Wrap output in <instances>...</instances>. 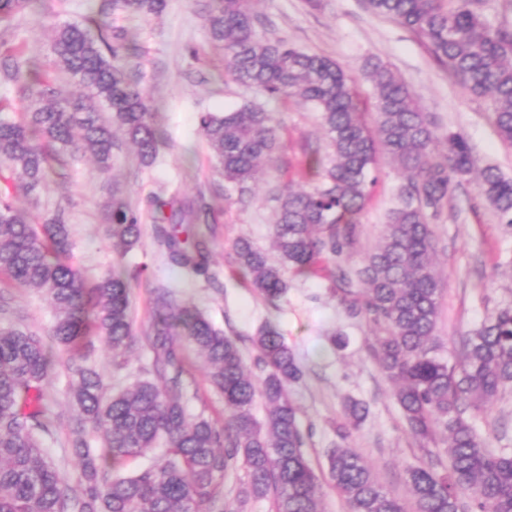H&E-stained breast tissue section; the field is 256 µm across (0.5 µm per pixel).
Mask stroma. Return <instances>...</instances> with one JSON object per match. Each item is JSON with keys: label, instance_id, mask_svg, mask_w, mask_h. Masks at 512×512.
Masks as SVG:
<instances>
[{"label": "stroma", "instance_id": "stroma-1", "mask_svg": "<svg viewBox=\"0 0 512 512\" xmlns=\"http://www.w3.org/2000/svg\"><path fill=\"white\" fill-rule=\"evenodd\" d=\"M98 3L39 0L26 14L0 25V96L12 102L1 116L11 119L23 109L17 85L3 75L18 58L49 72L60 97L76 94V87L53 71L50 47L59 27L83 23ZM208 3L168 0L166 10L156 17L145 19L122 12L108 17L112 26L132 34V47L122 63L139 68L165 139L154 165H140L126 149L104 175L90 155L84 154L67 158L65 166H54L37 200L17 191L9 177L0 179V194L8 195L17 209L35 217L62 213L74 243L72 262L86 280H95L115 266L129 273L145 268V275L131 283L133 347L125 362L115 361L111 349L100 341L87 354V364L110 389H120L149 374L151 355L146 340L154 321L153 289L169 288L178 304L202 313L236 338L249 364L256 357L252 336L262 325L272 324L303 369L292 396L300 408L302 427L310 433L307 453L317 475L327 474L326 452L336 441L334 429L343 420L344 400L351 397L370 406L368 419L352 433L351 446L374 466L389 492L406 497L405 470L418 462L422 452L403 425L391 383L371 355L372 328L344 312L323 277L289 275L286 293L272 304L248 288L236 272L232 244L237 238H249L266 252H273L274 194L289 179L298 188L308 185V177L301 173L304 148L323 143L324 136L312 108L291 101L272 104L283 136L273 169L262 170L246 199L225 192L224 178L211 158L198 116L229 111L259 101L260 96L225 74L224 51L211 43L204 27ZM255 10L265 22L261 35L337 61L352 73L359 94L368 102L373 99V85L365 78L363 66L368 58H380L409 84L421 108L434 118L439 136L463 135L477 168L494 166L512 179V145L500 139L488 101L466 91L434 61L416 34L374 14L367 0H258ZM376 174L378 182L360 217L361 233L349 259L354 267L380 242L387 213L403 182L401 172L383 158L377 162ZM112 180L143 217L139 247L123 256L113 250L103 231ZM161 190L206 207L202 231L210 254L207 275H186L167 262L149 218V198ZM431 229L435 268L443 281L440 353L450 359L457 352L458 336L480 326L495 307L512 304V228L499 222L493 208L480 197L476 180L471 179L452 193L432 220ZM54 320V310L43 293L15 287L0 274V329L36 332L52 356L53 370L44 393L55 430L44 437L43 446L73 482L79 466L70 454L74 410L68 367L75 354L51 336ZM340 334L347 339L342 348L331 342ZM184 357L188 415L201 414L223 423L224 398L210 385L206 365L192 348H185ZM474 425L488 447L512 452V392L494 400Z\"/></svg>", "mask_w": 512, "mask_h": 512}]
</instances>
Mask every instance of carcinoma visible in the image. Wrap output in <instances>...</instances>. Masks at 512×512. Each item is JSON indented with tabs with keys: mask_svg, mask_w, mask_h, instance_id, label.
I'll return each instance as SVG.
<instances>
[{
	"mask_svg": "<svg viewBox=\"0 0 512 512\" xmlns=\"http://www.w3.org/2000/svg\"><path fill=\"white\" fill-rule=\"evenodd\" d=\"M34 0H0V22L29 9ZM168 0H103L112 11L158 16ZM378 15L422 38L434 59L470 93L488 99L500 138L512 145V29L488 19L483 0H368ZM254 0H212L204 15L209 39L224 48V71L236 82L278 102L293 99L318 114L325 147L305 161L311 189L286 187L274 197L271 237L278 261L249 239L234 241V261L266 300L287 288L284 269L298 274L329 270L330 290L345 313L363 318L377 333L375 359L395 385L394 398L406 429L429 461L405 471L414 512H512V453L495 452L477 436L467 412L512 390V305L494 312L460 339L456 361L436 354L442 282L432 261L434 217L454 187L470 175L467 141L450 133L438 158V136L409 85L379 60L365 71L373 83L374 112L367 113L354 80L334 60L258 34ZM128 42L123 28L96 15L82 26L58 29L53 66L82 88L61 98L35 73L22 89L18 121H0V171L35 196L47 184L48 158L61 161L91 152L100 171L111 168L121 144L134 146L141 163H153L160 136L138 73L114 64ZM199 127L224 183L239 197L251 193L259 165L281 148L273 113L245 104L224 114L203 112ZM409 173L388 211L380 244L355 269L350 250L377 177V155ZM480 194L500 223L512 226V180L495 168L481 174ZM161 215L156 238L170 265L189 275L207 270L201 243L181 228L198 219L192 203L162 194L150 197ZM105 232L121 255L143 235L140 214L117 195L106 205ZM73 242L60 216L39 224L0 197V273L21 287L38 288L55 311L52 335L63 345L92 346L101 338L123 356L132 338L130 283L114 268L87 285L72 264ZM150 338L153 379H138L112 392L90 366L70 368L71 401L77 411L71 452L80 462V495H70L64 474L42 448L53 434L42 384L52 361L40 336L28 329L0 330V512H209L224 498V473L242 463L245 480L224 512H240L250 499L268 498L273 512H321L320 479L304 447L299 410L290 386L303 370L284 336L271 325L252 343L254 367L236 340L197 312L180 309L158 289ZM190 344L224 394V427L197 416L182 402L183 345ZM265 419L254 415L257 404ZM366 403L348 400L339 442L328 454L329 483L348 512H406L403 501L377 480L372 464L350 447L351 430L368 417ZM97 434L104 456L88 446ZM159 444L164 460L131 476L122 462L144 457ZM445 448V455L433 452Z\"/></svg>",
	"mask_w": 512,
	"mask_h": 512,
	"instance_id": "carcinoma-1",
	"label": "carcinoma"
}]
</instances>
